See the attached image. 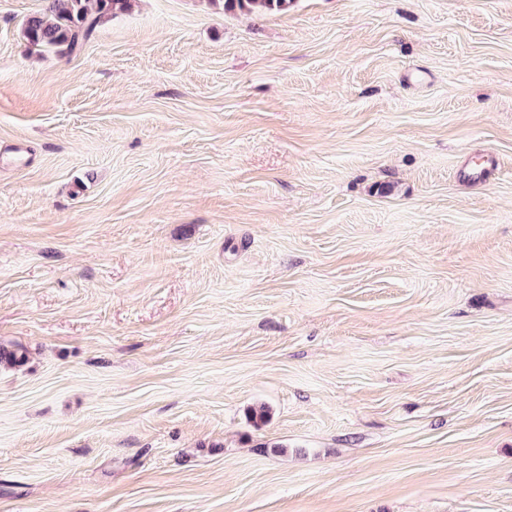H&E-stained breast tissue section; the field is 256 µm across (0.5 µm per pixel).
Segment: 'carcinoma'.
<instances>
[{
	"label": "carcinoma",
	"instance_id": "cac0c4a2",
	"mask_svg": "<svg viewBox=\"0 0 512 512\" xmlns=\"http://www.w3.org/2000/svg\"><path fill=\"white\" fill-rule=\"evenodd\" d=\"M44 12L23 23L24 38L37 48L70 55L82 47L101 24L132 8L133 0H46ZM226 12H284L295 0H222Z\"/></svg>",
	"mask_w": 512,
	"mask_h": 512
}]
</instances>
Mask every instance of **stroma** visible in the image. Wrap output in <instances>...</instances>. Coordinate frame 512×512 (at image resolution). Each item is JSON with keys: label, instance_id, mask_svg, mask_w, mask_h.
I'll return each mask as SVG.
<instances>
[{"label": "stroma", "instance_id": "obj_1", "mask_svg": "<svg viewBox=\"0 0 512 512\" xmlns=\"http://www.w3.org/2000/svg\"><path fill=\"white\" fill-rule=\"evenodd\" d=\"M45 6L0 0V512H512V0H135L69 56ZM224 12L240 11L248 14H267L287 11L295 0H221ZM495 162V159L490 155L476 156L458 171V177L462 181L468 182L484 179L495 166Z\"/></svg>", "mask_w": 512, "mask_h": 512}]
</instances>
